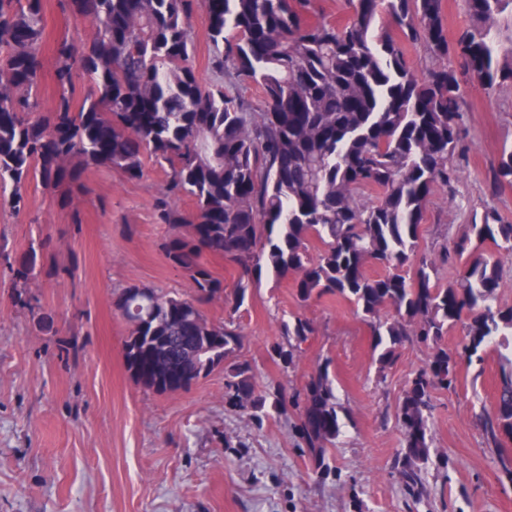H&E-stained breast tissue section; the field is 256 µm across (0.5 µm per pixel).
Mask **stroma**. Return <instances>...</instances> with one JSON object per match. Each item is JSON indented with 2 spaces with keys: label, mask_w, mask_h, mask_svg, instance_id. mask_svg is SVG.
Here are the masks:
<instances>
[{
  "label": "stroma",
  "mask_w": 512,
  "mask_h": 512,
  "mask_svg": "<svg viewBox=\"0 0 512 512\" xmlns=\"http://www.w3.org/2000/svg\"><path fill=\"white\" fill-rule=\"evenodd\" d=\"M63 35L83 45L96 27L47 0L44 113L57 95L50 61ZM464 98L461 173L451 188L434 189L421 228L419 252L438 261L443 285L461 267L440 263L444 238L460 236L488 209L512 224V185H491L502 149L512 146V85L470 84ZM164 180L153 164L136 180L93 168L72 207L33 181L24 210L0 208V512H512V480L480 424L504 362L496 347L482 364L459 367L453 391H434L427 493L418 501L393 470L403 446L394 411L430 351L404 344L379 374L370 328L348 302L301 303L291 280L266 274L239 310L221 301L203 307L211 321L239 324L240 357L258 390H302L328 365L342 433L327 451L326 477H317L302 446L296 410L253 423L225 405L223 370L174 394L137 384L125 364L128 328L113 307L115 293L139 284L195 295L189 275L162 250L172 230L156 222L153 204ZM32 250L35 274L28 287H15L12 269ZM42 310L52 328L39 325ZM297 315L316 334L286 369L273 348Z\"/></svg>",
  "instance_id": "35a3bbf8"
}]
</instances>
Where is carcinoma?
<instances>
[{
	"label": "carcinoma",
	"instance_id": "carcinoma-1",
	"mask_svg": "<svg viewBox=\"0 0 512 512\" xmlns=\"http://www.w3.org/2000/svg\"><path fill=\"white\" fill-rule=\"evenodd\" d=\"M465 3L470 24L450 41L443 0H346L336 21L317 0H65L73 15L95 23L96 36L80 49L66 36L57 40V97L34 119L43 0H0V189L10 187L0 206L23 210L32 179L68 206L89 167L139 179L152 159L166 174L156 221L178 230L163 252L192 278L196 296L137 284L115 295L129 328L128 371L167 394L224 362L225 405L257 424L298 409L295 428L319 474L341 433L328 366L301 392L262 393L239 360V327L209 321L202 305L241 307L270 270L294 276L303 302L336 296L353 304L371 328L381 373L406 342L432 348L395 411L403 432L396 473L420 496L434 390L455 389L458 365L483 361L492 338L512 330V307L493 304L500 261L479 252L490 242L511 254L512 224L493 211L473 217L453 242L463 269L445 288L436 285L434 263L417 257L430 195L457 180L465 84L512 83V46L502 49L495 24L512 0ZM198 6L209 21L207 82L193 65ZM419 42L435 60L420 75L405 52ZM86 80L92 91L81 96ZM493 184L512 185V147ZM185 197L193 210L178 206ZM312 239L323 244L314 258ZM206 255L235 265L232 293L206 268ZM36 263L32 249L13 269L15 280L28 285ZM371 264L388 272L371 277ZM461 321L463 343L450 353L439 342ZM314 333L310 321L295 319L276 357L292 364ZM481 424L487 447L512 441V359Z\"/></svg>",
	"mask_w": 512,
	"mask_h": 512
}]
</instances>
